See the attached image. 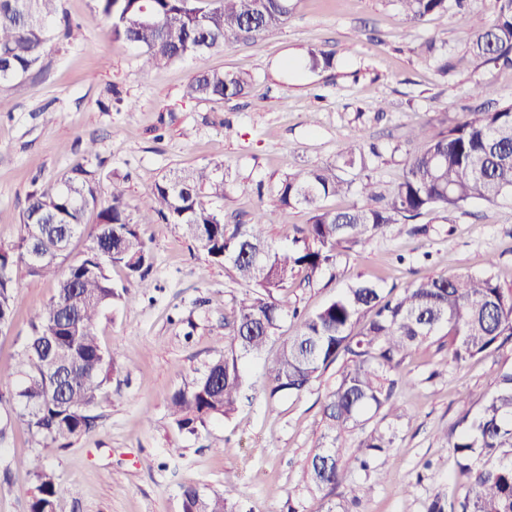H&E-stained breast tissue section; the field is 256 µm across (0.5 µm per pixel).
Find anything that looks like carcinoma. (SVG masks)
Returning <instances> with one entry per match:
<instances>
[{
	"mask_svg": "<svg viewBox=\"0 0 512 512\" xmlns=\"http://www.w3.org/2000/svg\"><path fill=\"white\" fill-rule=\"evenodd\" d=\"M59 0H0V86L25 78L42 60L51 39L50 19ZM406 22L415 26L435 13L448 11V0H396ZM477 0H455L460 20L469 31L467 55L452 62L436 58L435 43L420 45L424 59H437L443 76L473 61L493 62L512 69V0H496V14L486 21ZM297 0H98L108 33L141 50L143 65L157 68L188 56H199L240 42L274 36L286 23ZM334 56L309 52V68L333 66ZM251 79L241 74L201 72L189 83L190 96L224 101L247 94ZM493 90L475 86L480 103L469 107L447 128L432 135L418 130L421 144L405 151L400 180L378 193L368 175L376 147L354 141L341 151V166L355 172L346 179L338 166L302 169L278 184L281 210L304 207L310 224L293 247L267 238L270 214L257 211L250 222L224 223V174L204 165L169 170L150 190L146 207L131 211L125 190L112 179L108 197L99 193L100 177L90 163L71 168L63 182L28 195L18 241L0 249V328L15 313L16 262L26 265L36 280L51 278L55 294L29 320V332L13 365L0 367V413L25 424L35 447L24 461L36 479L29 512H54L55 502L75 489L61 483L46 464L47 452L65 448L89 431L95 409L107 394L115 352L102 347L99 318L112 302L128 294L117 288L112 269L124 270L128 282L147 289L145 272L151 254L136 225L159 219L181 227L209 259L229 265L249 286L236 309L230 349L205 373L169 398L170 416L191 433L207 421L231 414L247 383L241 360L260 357L286 315L297 322L296 334L264 362L262 385L269 396L300 395L331 365L343 360L335 387L323 405L325 430L318 451L309 461L310 483L336 491L352 468L366 470L367 457L349 455L337 446L344 432L360 423L370 408L390 402L397 384L394 372L413 348L448 326V353L465 362L512 340V289L491 274L455 278L432 275L415 281L398 294H383L362 282L347 289L320 310L302 314L288 307L287 288L297 276L312 280L338 267L344 252L364 248L387 225L415 220L437 210L460 209L473 201L493 203L512 196V104H501ZM367 200L341 210L323 201L352 192ZM97 210V223L86 229L85 216ZM88 243L76 255L77 237ZM45 254L49 261L30 258ZM67 264L60 272L61 264ZM497 389L468 425L452 437L458 458L461 494L450 512H512V370L496 376ZM393 435L378 428L359 447H391ZM182 512H236L222 493L201 495L196 486L182 492Z\"/></svg>",
	"mask_w": 512,
	"mask_h": 512,
	"instance_id": "carcinoma-1",
	"label": "carcinoma"
}]
</instances>
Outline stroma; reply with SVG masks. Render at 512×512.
Returning a JSON list of instances; mask_svg holds the SVG:
<instances>
[{"mask_svg":"<svg viewBox=\"0 0 512 512\" xmlns=\"http://www.w3.org/2000/svg\"><path fill=\"white\" fill-rule=\"evenodd\" d=\"M54 38L43 66L0 87V243L13 244L28 195L60 182L83 162L87 144L101 188L125 181L131 207H143L155 181L172 168L221 165L224 220L248 222L275 210L277 183L300 168L337 161L348 143H373L368 174L378 190L402 175L415 128L436 133L472 101L475 82L512 103V71L481 64L441 77L417 47L435 40L448 57L464 54L468 35L454 12L409 26L396 0H298L274 38L240 43L158 69L139 49L111 37L98 0H60ZM334 55L328 69L309 71V50ZM204 71L244 72L247 95L212 102L189 97L190 79ZM151 251L148 293L130 288L97 326L120 367L97 410L95 426L56 449L50 468L76 496L56 512H182V491L227 493L238 512H326L324 492L306 471L323 430L325 397L335 386L330 367L300 396L271 398L262 390L263 359H243L251 383L236 410L191 434L169 415L171 394L199 377L230 346L227 324L248 286L230 267L214 264L173 224L137 227ZM492 274L512 288V196L432 212L414 224L389 225L371 243L341 257L313 281L295 280L289 304L313 312L347 288L369 282L400 289L430 275ZM15 315L0 330V366L13 364L30 317L53 296L52 280H32L13 267ZM512 368V341L458 364L448 339L413 349L396 373L399 418L369 411L341 445L357 453L376 427L395 434L369 470L347 477L350 512H428L434 500L460 491L451 432L477 412L496 388L495 374ZM232 453H224V446ZM27 429L14 424L0 440V512H28L36 481L20 459L35 455Z\"/></svg>","mask_w":512,"mask_h":512,"instance_id":"obj_1","label":"stroma"}]
</instances>
